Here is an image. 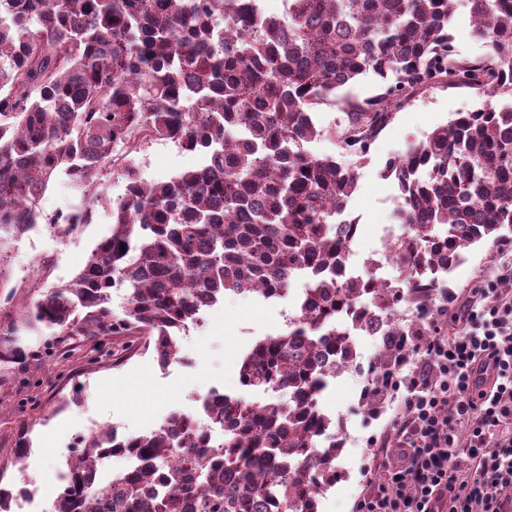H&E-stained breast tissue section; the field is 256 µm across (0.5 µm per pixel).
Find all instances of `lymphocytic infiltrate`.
<instances>
[{
    "label": "lymphocytic infiltrate",
    "mask_w": 512,
    "mask_h": 512,
    "mask_svg": "<svg viewBox=\"0 0 512 512\" xmlns=\"http://www.w3.org/2000/svg\"><path fill=\"white\" fill-rule=\"evenodd\" d=\"M409 336L395 455L359 512H512V294L489 281L455 335Z\"/></svg>",
    "instance_id": "lymphocytic-infiltrate-1"
}]
</instances>
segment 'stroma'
Listing matches in <instances>:
<instances>
[{
    "label": "stroma",
    "instance_id": "1",
    "mask_svg": "<svg viewBox=\"0 0 512 512\" xmlns=\"http://www.w3.org/2000/svg\"><path fill=\"white\" fill-rule=\"evenodd\" d=\"M480 97L472 90L438 85L417 93L398 111L373 142L364 161L344 156L357 171V187L346 212L362 226L352 244L356 265L372 258L379 248L384 226L393 223L398 192L386 178L387 162L405 154L433 129L448 123L457 113L478 108ZM195 155L170 142L147 145L137 163L145 179L165 181L196 165ZM106 204L97 208L94 221L60 235L41 224L0 250V299L10 298V313L23 300L36 296L29 282L36 267L49 269L42 286L70 281L82 268L91 250L111 229L109 205L126 190L119 177L103 178ZM512 264V230L500 241H485L464 250L456 267L443 276L442 286L452 300V315L442 316L447 330H455V316L463 315L475 299V287L493 278L499 268ZM296 312L294 297L265 299L257 295H228L208 310L200 327L180 339L178 362L159 366L151 354H137L114 365L111 353L122 340L111 341L96 365H89L91 347L56 352L45 334L23 333L25 344L40 347L38 356L10 370H0V470L14 479L8 463L21 431H28L33 452L25 478L49 487L55 484L64 456L78 438L110 424L119 432L140 434L157 428L176 410L195 411L197 399L211 389L228 395L240 392L238 369L253 344L285 332ZM380 344L377 339L359 341L360 365L331 379L322 405L341 423L342 451L336 461L339 478L322 498L320 512H357V504L370 490L369 475L377 471L391 443L389 427L398 403L388 396L378 412H370L363 398L370 389V372Z\"/></svg>",
    "mask_w": 512,
    "mask_h": 512
}]
</instances>
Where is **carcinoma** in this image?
Masks as SVG:
<instances>
[{
    "label": "carcinoma",
    "mask_w": 512,
    "mask_h": 512,
    "mask_svg": "<svg viewBox=\"0 0 512 512\" xmlns=\"http://www.w3.org/2000/svg\"><path fill=\"white\" fill-rule=\"evenodd\" d=\"M263 0H0V245L39 224L72 230L102 203L103 172L126 182L109 207L110 234L74 278L22 303L0 337V368L26 362L21 333L130 338L160 366L201 305L233 294L287 295L304 279L288 330L257 341L239 383L280 393L262 404L216 389L204 417L173 412L137 435L91 434L65 456L68 483L50 512H319L336 482L342 443L321 406L349 369L350 322L394 316L402 292L344 273L359 224L342 218L357 177L308 144L324 135L313 109L339 104L343 154L365 157L395 110L439 83L476 90L459 112L388 162L399 191L391 247L417 315L380 347L373 383L387 386L401 336L422 333L441 275L463 250L512 227V0H286L288 19ZM468 12L491 54L453 57L451 22ZM374 74L382 92L340 98ZM170 141L201 162L167 181L142 176L137 155ZM66 176L84 205L54 218L41 200ZM125 252H120V247ZM126 288L122 314L112 291ZM139 458L137 470L95 484L85 451ZM31 439H19V481L3 483L0 512L26 485Z\"/></svg>",
    "instance_id": "carcinoma-1"
}]
</instances>
